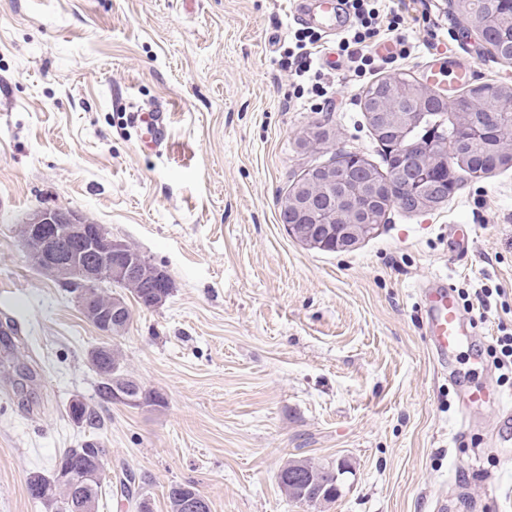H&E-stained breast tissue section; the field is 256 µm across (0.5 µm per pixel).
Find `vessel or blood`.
<instances>
[{
	"mask_svg": "<svg viewBox=\"0 0 512 512\" xmlns=\"http://www.w3.org/2000/svg\"><path fill=\"white\" fill-rule=\"evenodd\" d=\"M300 19L308 27L326 34H337L344 30L345 21L334 0H321L318 11L301 13ZM474 68L470 61L456 60L447 68H429L427 79L435 85L461 86L468 83ZM133 124L146 128L151 146L161 147L165 142L167 116L164 110L149 112L135 110L130 114ZM425 331L438 358H447L457 347L467 342L470 333L464 325L458 302L444 283L435 282L424 290Z\"/></svg>",
	"mask_w": 512,
	"mask_h": 512,
	"instance_id": "1",
	"label": "vessel or blood"
}]
</instances>
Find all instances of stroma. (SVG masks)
Here are the masks:
<instances>
[{
  "mask_svg": "<svg viewBox=\"0 0 512 512\" xmlns=\"http://www.w3.org/2000/svg\"><path fill=\"white\" fill-rule=\"evenodd\" d=\"M402 1L415 50L377 78L422 79L453 50L472 85L512 88V63L463 38L448 0ZM296 4L0 0V512H44L28 473L92 437L107 450L98 512H170L187 480L211 512H512V447L493 443L512 386L473 357L512 326V169L462 175L430 212L391 208L351 251L291 238L280 202L309 167L341 152L386 167L348 67L327 100L291 98ZM157 106L166 146L149 151L127 114ZM316 123L331 140L314 151ZM41 208L104 225L170 276L162 304L129 301L119 340L160 405H106L97 430L68 417L96 401L87 352L103 337L26 261L20 228ZM455 224L471 234L461 259ZM435 278L503 292V308L465 310L471 343L443 364L420 298ZM477 389L489 400L464 410ZM299 457L349 465L339 498L288 499L278 472ZM186 488H193L197 492V495L204 502V506H203L204 510L201 512H210L209 502L203 495L200 494V492L197 490V488L195 486L194 481H191V480H187V481L180 482V483H175L170 486L169 491H168V499H169V504H170V509H171L170 511L171 512H183L181 509V504L183 501V497L188 493ZM184 499H185L186 507L191 506L195 509L196 507L201 506L200 503L194 502L198 499V497L195 494H190L189 497H184Z\"/></svg>",
  "mask_w": 512,
  "mask_h": 512,
  "instance_id": "35a3bbf8",
  "label": "stroma"
}]
</instances>
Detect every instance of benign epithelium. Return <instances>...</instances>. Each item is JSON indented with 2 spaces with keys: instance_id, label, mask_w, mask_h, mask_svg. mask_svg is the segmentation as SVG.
Instances as JSON below:
<instances>
[{
  "instance_id": "benign-epithelium-1",
  "label": "benign epithelium",
  "mask_w": 512,
  "mask_h": 512,
  "mask_svg": "<svg viewBox=\"0 0 512 512\" xmlns=\"http://www.w3.org/2000/svg\"><path fill=\"white\" fill-rule=\"evenodd\" d=\"M485 98L496 100L494 121L505 134L500 140V154L512 162V99L498 97L491 90L485 93ZM418 123L417 115L401 117L395 151L398 162L393 168V176L404 184L405 194L390 200V204L404 210L427 190V171L452 170L448 154L453 152L454 142L438 137L429 139L428 144L420 148V163H415L412 146L404 137L407 130ZM335 184L336 168L308 170L284 206L286 217L293 220L287 229L291 236L312 246L351 251L375 228L373 224L357 223L351 210L338 211L336 223L322 225V233L313 238L305 236L302 225L297 223L314 209L319 194ZM22 229L20 241L27 262L70 290L84 318L104 336L114 335L112 328L119 329L128 322L129 308L116 294L110 304H101V291L116 283L138 282L163 300L172 288L165 270L132 253L126 242L113 238L102 225L92 224L72 210H38L23 221ZM112 401L131 407L146 404L139 391L118 385L112 386ZM100 479L97 469L75 472L65 456L57 460L53 471V482L64 484L70 490L69 508L74 512H89ZM324 487L325 483L311 476L303 482L292 480L288 492L302 500L321 492Z\"/></svg>"
}]
</instances>
